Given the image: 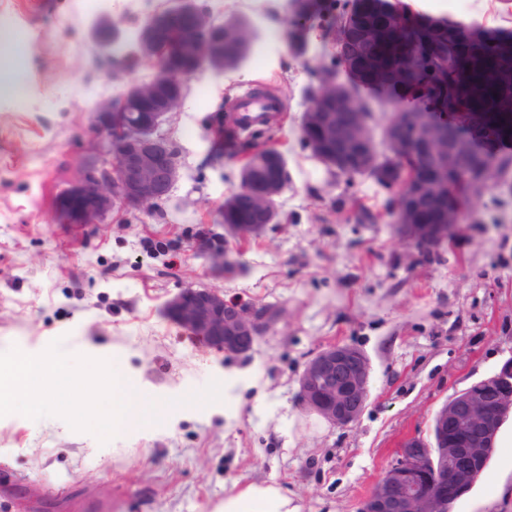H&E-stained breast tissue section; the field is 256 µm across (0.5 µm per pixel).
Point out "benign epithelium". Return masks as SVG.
<instances>
[{"mask_svg":"<svg viewBox=\"0 0 512 512\" xmlns=\"http://www.w3.org/2000/svg\"><path fill=\"white\" fill-rule=\"evenodd\" d=\"M174 6L154 13L140 27L136 44L141 55L157 61L155 74L148 80L128 84L119 103L100 101L94 110L99 149L82 176L63 189L56 200L65 223L96 224L115 205L148 209L163 202L180 175L174 143L159 133L169 115L179 111L187 94L188 81L206 71L222 73L224 27L203 8L187 12V19L174 26L173 39L162 43L157 26L172 18ZM364 31V55L389 51L403 59L398 73L368 71V81L388 85L395 79L414 74L433 84L439 73L434 61L442 56L450 32L430 35L422 50L411 44V33L395 14L381 13L376 19L362 10L352 16ZM473 55V42H457L448 60L454 71L467 66ZM178 59L189 67L168 72L162 60ZM354 107L341 96L336 81L317 88L303 119V139L317 160L326 161L339 175L362 162L364 151L374 147L371 120L362 112H329L324 104ZM395 114L384 137L386 155L392 162L420 153L433 163L436 174L419 177L404 174L396 199V232L405 242L428 247L442 241L461 224L465 204L454 192V183L466 182L475 196L499 180L498 163L488 157L475 165L473 147L464 133L472 122L490 126V113L460 110L452 118L435 113L408 100L394 102ZM279 163L266 156L240 170L238 198L230 205V217L244 216L246 224H228L235 235L259 234L277 219L275 198L284 190L281 179L270 171ZM436 211L433 224H421L417 211ZM208 259L210 270L224 274L230 261L224 248L207 239L198 243ZM165 314L212 347L229 354L250 351L257 340L282 321L252 309L244 311L224 298V292L209 287L183 288L165 305ZM371 364L367 355L350 344H333L313 354L299 375L302 406L333 426L355 424L369 400ZM512 410V357L503 361L487 377L455 393L435 412L428 436L411 434L399 445L396 458L383 470L371 493L362 501L360 512H450L455 492L468 487L482 469L487 449L502 414Z\"/></svg>","mask_w":512,"mask_h":512,"instance_id":"obj_1","label":"benign epithelium"}]
</instances>
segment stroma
Here are the masks:
<instances>
[{
	"mask_svg": "<svg viewBox=\"0 0 512 512\" xmlns=\"http://www.w3.org/2000/svg\"><path fill=\"white\" fill-rule=\"evenodd\" d=\"M168 0H0V351L112 358L144 391L177 405L159 422L100 443L58 417L0 418V512H216L231 480L273 483L301 512H359L401 439L428 433L453 394L512 356V188L474 198L459 229L420 249L401 241L397 190L336 176L300 134L324 70L350 78L323 39L325 16L305 20L304 54L289 34L294 0H198L216 20L247 18L254 39L234 70L190 80L182 109L160 128L175 143L180 177L154 210L117 206L74 227L58 194L84 171L97 138L93 109L155 61L113 71L94 26L122 19L132 42ZM436 20L512 31V0H389ZM264 86L279 121L259 142L284 155L281 221L229 247L241 271L211 274L197 245L220 236L219 208L239 186L245 157L212 155L210 116L236 111ZM189 285L223 291L285 321L243 355L227 354L164 317ZM352 344L371 362L360 420L339 428L305 411L298 375L321 347ZM222 399H179L211 380ZM452 512H512V447L497 449Z\"/></svg>",
	"mask_w": 512,
	"mask_h": 512,
	"instance_id": "obj_1",
	"label": "stroma"
}]
</instances>
